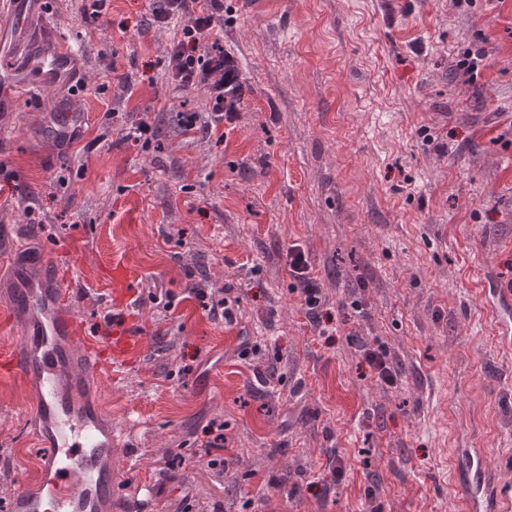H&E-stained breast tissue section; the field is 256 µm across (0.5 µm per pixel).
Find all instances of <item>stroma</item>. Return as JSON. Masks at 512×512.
Masks as SVG:
<instances>
[{"instance_id":"stroma-1","label":"stroma","mask_w":512,"mask_h":512,"mask_svg":"<svg viewBox=\"0 0 512 512\" xmlns=\"http://www.w3.org/2000/svg\"><path fill=\"white\" fill-rule=\"evenodd\" d=\"M151 2L107 0L92 21L82 0H31L82 88L18 83L0 104V316L21 248L61 254L83 323L106 307L101 268L139 278L124 312L142 353L81 385L112 427V512H456L448 449H486L496 469L512 452V353L490 307L512 265V0H224L243 95L220 139L204 92L169 86L173 30L148 25ZM477 46L472 78L458 61ZM63 103L88 117L72 140L47 132ZM142 120L160 129L148 148L119 141ZM294 244L328 321L292 290ZM206 283L239 299L237 324L202 309ZM37 427L27 385L0 375V512L36 488ZM362 358L379 382L386 385H393L396 382L397 373L385 351L364 346Z\"/></svg>"}]
</instances>
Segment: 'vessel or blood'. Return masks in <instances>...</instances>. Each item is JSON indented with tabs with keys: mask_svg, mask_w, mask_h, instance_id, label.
<instances>
[{
	"mask_svg": "<svg viewBox=\"0 0 512 512\" xmlns=\"http://www.w3.org/2000/svg\"><path fill=\"white\" fill-rule=\"evenodd\" d=\"M26 12V5L14 0L11 10L0 14V28H24L30 41L23 68L0 57V85L26 82L54 89L76 83L75 49L59 37L29 29ZM19 269L11 308L25 317L23 339L0 352V372L33 386L42 424L36 438L47 451L38 460L40 490L18 493L14 512H110L117 485L112 430L101 408L77 400L68 383L100 375L112 362L134 356L143 345V331L127 317L114 318L108 345L100 347L97 334L71 311L72 287L50 288L29 279L27 263ZM100 279L115 304L130 301L137 292L136 277L122 264L103 268ZM486 454L483 448L461 449L449 469L448 480L460 492V512H512V476L489 468Z\"/></svg>",
	"mask_w": 512,
	"mask_h": 512,
	"instance_id": "b4317fda",
	"label": "vessel or blood"
}]
</instances>
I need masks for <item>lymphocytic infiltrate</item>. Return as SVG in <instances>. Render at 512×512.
Returning a JSON list of instances; mask_svg holds the SVG:
<instances>
[{"instance_id":"obj_1","label":"lymphocytic infiltrate","mask_w":512,"mask_h":512,"mask_svg":"<svg viewBox=\"0 0 512 512\" xmlns=\"http://www.w3.org/2000/svg\"><path fill=\"white\" fill-rule=\"evenodd\" d=\"M223 7L224 0H153L151 10L153 23L176 29L167 51L172 89L205 91L210 115L207 129L212 133L235 119L242 99L236 66L215 42V14ZM286 266L307 316L320 322L322 290L304 251L289 248Z\"/></svg>"}]
</instances>
